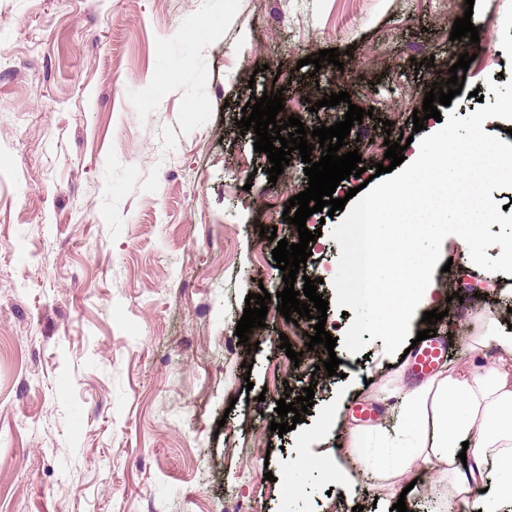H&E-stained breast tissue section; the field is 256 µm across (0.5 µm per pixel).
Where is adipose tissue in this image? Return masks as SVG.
<instances>
[{
  "label": "adipose tissue",
  "mask_w": 512,
  "mask_h": 512,
  "mask_svg": "<svg viewBox=\"0 0 512 512\" xmlns=\"http://www.w3.org/2000/svg\"><path fill=\"white\" fill-rule=\"evenodd\" d=\"M477 339L489 367L462 361L454 375L433 377L401 394L403 425L394 435L376 431L374 452L361 460L373 482L401 493L402 476L422 463L445 482L444 512H500L512 504V331L492 316ZM321 478L341 493L340 512H352L371 488L357 490L338 463L313 458Z\"/></svg>",
  "instance_id": "1"
}]
</instances>
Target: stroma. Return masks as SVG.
I'll return each instance as SVG.
<instances>
[{
    "mask_svg": "<svg viewBox=\"0 0 512 512\" xmlns=\"http://www.w3.org/2000/svg\"><path fill=\"white\" fill-rule=\"evenodd\" d=\"M468 8L481 49L467 96L440 109L461 118L512 80V0H0V512H336L297 460L341 445L340 465L367 485L368 435L398 423L389 393L416 379L379 339L356 354L336 345L335 376L327 352L304 355L313 323L280 315L260 230L297 240L282 214L308 186L305 165L269 182L236 121L274 82L288 113L324 125L297 62L348 50L354 71L326 63L317 77L372 109L361 160L383 162L462 54L448 31ZM343 217L307 219L320 236L303 270L339 339L353 320L333 304ZM441 255L458 279L437 270L438 283L485 285L437 323L454 365L474 356L479 317L512 324V290L475 272L456 236ZM263 289L269 317L241 343L245 299ZM309 386L304 422L270 431L276 400ZM361 402L379 415L358 421Z\"/></svg>",
    "mask_w": 512,
    "mask_h": 512,
    "instance_id": "35a3bbf8",
    "label": "stroma"
}]
</instances>
